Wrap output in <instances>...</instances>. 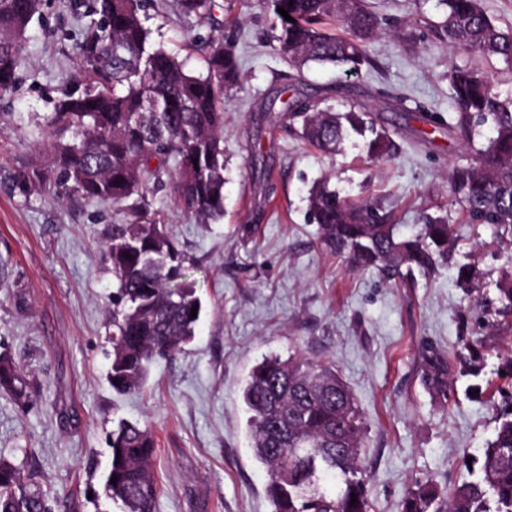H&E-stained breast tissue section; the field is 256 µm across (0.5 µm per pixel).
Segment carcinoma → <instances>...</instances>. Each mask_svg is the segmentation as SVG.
<instances>
[{
  "label": "carcinoma",
  "instance_id": "1",
  "mask_svg": "<svg viewBox=\"0 0 512 512\" xmlns=\"http://www.w3.org/2000/svg\"><path fill=\"white\" fill-rule=\"evenodd\" d=\"M91 20L78 42V76L62 90L46 117L53 154L50 172L18 171L14 189L25 198L46 184L64 198L96 200L119 209L106 243L117 281L112 295V360L109 380L121 394L140 392L151 367L181 351L194 336L200 303L159 212L145 204L149 181L171 176L178 205L202 224L224 216V112L240 83L233 48L218 34L203 45L204 72H187L174 54L151 41L142 0H71ZM443 12L429 22L449 47L512 70V28H502L480 0H439ZM44 0H0V96L19 84L17 61ZM215 0H178L186 16L211 17ZM278 33L274 50L301 71L311 64L356 73L369 62V46L382 22L364 0H273ZM284 8L288 21L277 9ZM331 20L344 29L332 33ZM454 116L448 131L469 139L487 123L492 136L474 162L449 175L448 192L472 224L495 229L501 246H512V97L488 74L470 66L448 73ZM280 118L324 153L341 149L353 135L372 138L368 153L378 162L396 159L388 132L366 108L323 107L295 91ZM309 211L322 242L360 269L383 278L434 271L448 259L456 237L451 225L428 218L419 234L401 238L389 217L369 201L351 204L324 180L310 193ZM495 306L487 323L512 324V270L495 280ZM470 345H463V350ZM463 350L454 360L425 356L422 382L443 402L454 392L455 374L477 377L482 368ZM31 383L19 366L0 356V393L18 403ZM254 453L264 466L272 512H370L359 448L363 427L355 400L336 370L321 362L264 355L243 388ZM107 483L124 512H154L156 443L139 421L112 430ZM36 473L22 472L0 457V512H51L36 489ZM357 502L351 503V495ZM399 512H512V392L502 395L493 437L475 479L453 493L435 485L407 490Z\"/></svg>",
  "mask_w": 512,
  "mask_h": 512
}]
</instances>
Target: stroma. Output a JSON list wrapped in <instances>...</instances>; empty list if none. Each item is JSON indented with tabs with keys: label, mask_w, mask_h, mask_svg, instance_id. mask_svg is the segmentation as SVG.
Here are the masks:
<instances>
[{
	"label": "stroma",
	"mask_w": 512,
	"mask_h": 512,
	"mask_svg": "<svg viewBox=\"0 0 512 512\" xmlns=\"http://www.w3.org/2000/svg\"><path fill=\"white\" fill-rule=\"evenodd\" d=\"M386 29L355 74L311 66L296 72L272 48L269 0H215L202 22L172 0H144L152 38L203 69L199 44L223 33L241 85L224 116V217L199 224L177 208L171 183L149 191L186 257L202 314L193 340L154 365L144 392L116 396L108 382L112 294L105 242L122 216L97 201L61 200L49 189L25 198L9 182L18 169L48 167L31 132L78 71L83 25L68 0H46L19 63L20 83L0 97V355L27 374L26 404L0 395V456L35 468L53 512H123L108 496V437L120 419L155 433V512H271L265 473L251 447L243 382L269 354L324 362L350 387L364 426L360 459L371 512H398L409 488L454 490L471 480L468 459L491 438L498 364L512 356V329L485 328L493 282L512 267V248L489 227L467 224L448 195V173L471 162L491 135L452 138L448 70L482 66L502 94L512 75L448 49L430 30L438 0H366ZM298 85L322 104L371 110L395 144L392 163L371 160L362 139L325 154L279 122L280 90ZM329 180L341 196L391 213L397 233L445 218L459 239L454 263L432 275L385 281L323 245L308 208ZM475 270L471 293L456 264ZM469 342L484 366L460 378L448 402L421 381L427 350Z\"/></svg>",
	"instance_id": "stroma-1"
}]
</instances>
